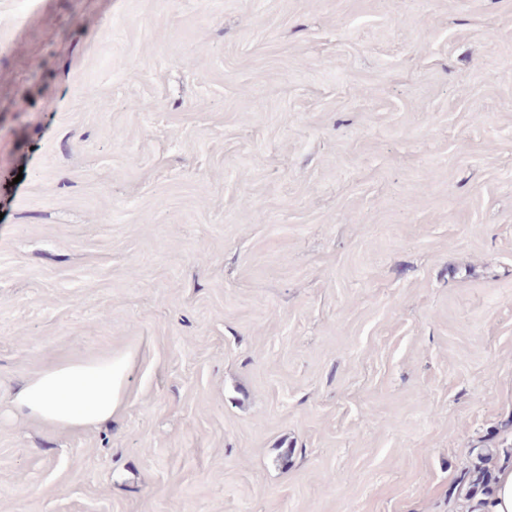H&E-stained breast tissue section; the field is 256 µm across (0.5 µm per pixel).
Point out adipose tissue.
Listing matches in <instances>:
<instances>
[{"label": "adipose tissue", "mask_w": 512, "mask_h": 512, "mask_svg": "<svg viewBox=\"0 0 512 512\" xmlns=\"http://www.w3.org/2000/svg\"><path fill=\"white\" fill-rule=\"evenodd\" d=\"M123 360L65 359L25 379L11 392L15 416L51 429H89L111 422L124 398ZM471 512H512V465L499 467Z\"/></svg>", "instance_id": "adipose-tissue-1"}]
</instances>
